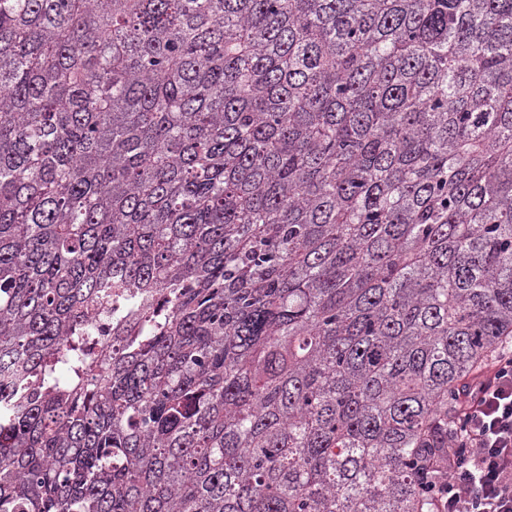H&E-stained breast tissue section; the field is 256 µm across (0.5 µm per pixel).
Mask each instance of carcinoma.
<instances>
[{
	"label": "carcinoma",
	"instance_id": "obj_1",
	"mask_svg": "<svg viewBox=\"0 0 512 512\" xmlns=\"http://www.w3.org/2000/svg\"><path fill=\"white\" fill-rule=\"evenodd\" d=\"M511 345L512 0H0V512H437Z\"/></svg>",
	"mask_w": 512,
	"mask_h": 512
}]
</instances>
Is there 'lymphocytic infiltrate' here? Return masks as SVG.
<instances>
[{
  "label": "lymphocytic infiltrate",
  "mask_w": 512,
  "mask_h": 512,
  "mask_svg": "<svg viewBox=\"0 0 512 512\" xmlns=\"http://www.w3.org/2000/svg\"><path fill=\"white\" fill-rule=\"evenodd\" d=\"M461 397L442 512H512V349Z\"/></svg>",
  "instance_id": "lymphocytic-infiltrate-1"
}]
</instances>
